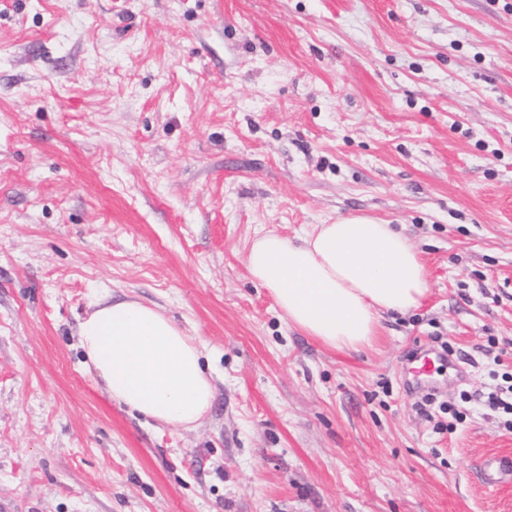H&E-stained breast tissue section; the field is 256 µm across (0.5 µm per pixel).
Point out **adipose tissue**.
I'll list each match as a JSON object with an SVG mask.
<instances>
[{"instance_id": "1", "label": "adipose tissue", "mask_w": 512, "mask_h": 512, "mask_svg": "<svg viewBox=\"0 0 512 512\" xmlns=\"http://www.w3.org/2000/svg\"><path fill=\"white\" fill-rule=\"evenodd\" d=\"M245 264L289 324L339 350L370 345L381 313L406 312L429 291L408 238L367 216L320 224L293 240L265 232ZM77 334L110 399L176 428L208 413L213 390L203 346L157 308L103 300Z\"/></svg>"}]
</instances>
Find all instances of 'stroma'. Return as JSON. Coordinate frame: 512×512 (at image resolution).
Masks as SVG:
<instances>
[{
	"label": "stroma",
	"instance_id": "stroma-1",
	"mask_svg": "<svg viewBox=\"0 0 512 512\" xmlns=\"http://www.w3.org/2000/svg\"><path fill=\"white\" fill-rule=\"evenodd\" d=\"M367 215L429 292L370 347L288 324L257 236ZM104 296L204 346L212 407L110 400L78 343ZM512 369V0H0V512H512L400 366L454 349L437 401Z\"/></svg>",
	"mask_w": 512,
	"mask_h": 512
}]
</instances>
